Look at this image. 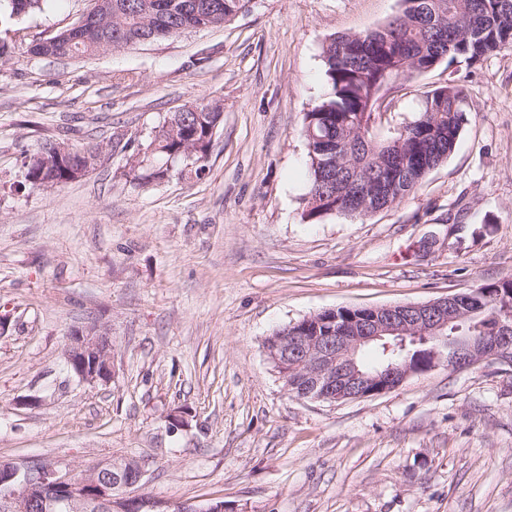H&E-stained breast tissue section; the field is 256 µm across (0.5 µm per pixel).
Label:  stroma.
Here are the masks:
<instances>
[{"instance_id":"stroma-1","label":"stroma","mask_w":512,"mask_h":512,"mask_svg":"<svg viewBox=\"0 0 512 512\" xmlns=\"http://www.w3.org/2000/svg\"><path fill=\"white\" fill-rule=\"evenodd\" d=\"M94 0H44L0 60V461L145 463L137 497L224 512H512V367H440L360 400L293 397L263 343L327 309L425 303L512 279V50L393 89V121L463 89L453 153L393 208L305 216L304 114L326 42L398 0H248L219 28L90 56L28 54ZM217 104L200 177L136 148ZM47 140L100 146L62 188L16 189ZM107 327L114 376L78 381L72 330Z\"/></svg>"}]
</instances>
